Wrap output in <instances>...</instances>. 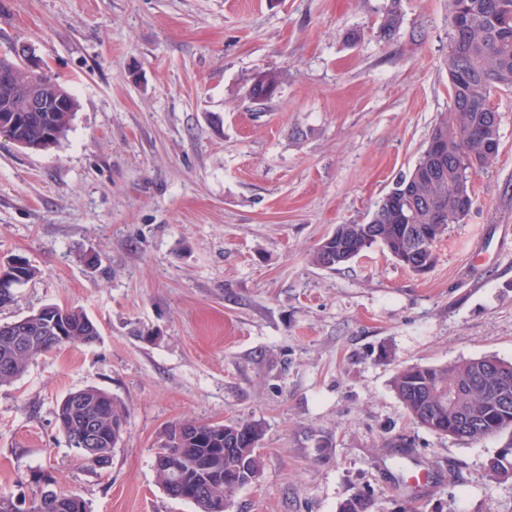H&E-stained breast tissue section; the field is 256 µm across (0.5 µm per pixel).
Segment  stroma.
I'll list each match as a JSON object with an SVG mask.
<instances>
[{
  "instance_id": "1",
  "label": "stroma",
  "mask_w": 512,
  "mask_h": 512,
  "mask_svg": "<svg viewBox=\"0 0 512 512\" xmlns=\"http://www.w3.org/2000/svg\"><path fill=\"white\" fill-rule=\"evenodd\" d=\"M0 0V55L31 45L79 107L55 147L0 138V263L37 276L0 323L85 312L96 343L35 356L0 385V492L36 475L87 512H196L153 469L182 420L259 423L262 470L228 512H512L478 442L416 424L392 381L413 364L512 360V90L496 159L426 273L375 245L335 271L310 252L365 223L448 109L446 0ZM276 94L249 98L254 77ZM96 387L127 431L91 472L58 404ZM398 2V0H391L381 17L379 36L384 41L391 40L401 25V14L398 8ZM280 83L281 77L278 73L274 71L268 72L251 84L249 94L253 99L266 100L273 94L275 95V91H277L276 89Z\"/></svg>"
}]
</instances>
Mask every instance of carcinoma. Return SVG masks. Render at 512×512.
<instances>
[{
    "instance_id": "carcinoma-1",
    "label": "carcinoma",
    "mask_w": 512,
    "mask_h": 512,
    "mask_svg": "<svg viewBox=\"0 0 512 512\" xmlns=\"http://www.w3.org/2000/svg\"><path fill=\"white\" fill-rule=\"evenodd\" d=\"M448 18L450 105L431 132L432 137L448 143V154L434 159L422 153L409 173L399 176L402 185L395 194L403 197L407 187L413 191L415 200V208L406 211V220H401L400 209L388 197H382L366 223L336 226L331 254L318 247L312 252L310 260L315 266L339 269L346 264L347 248L362 242L370 229L373 233L367 247L379 244L393 258L409 248L411 232L420 237L430 230L428 253L420 261L431 268L436 243L450 225L462 223L468 215L460 209L463 200L475 203L467 172L487 166L496 157L484 152V141H500V123L489 120V104L495 93L512 89V0H448ZM400 25L398 0H390L379 23L380 38L391 40ZM280 83L278 73L268 72L251 84L249 94L254 99L266 100ZM72 117L71 112H28L19 135L31 142L48 140L53 147L65 138ZM45 312L52 314V318L39 319L28 326L31 340L26 345L0 333V383L20 377L33 357L61 346L54 331L56 325L65 328L69 346H88L97 341L98 326L83 311L48 304ZM393 388L412 419L428 430L438 421L462 416L473 429L459 435L460 440L477 442L512 431V361L489 355L440 366L410 365L396 374ZM76 396L105 400L112 408L113 420L127 421L121 403L101 389L88 387L76 392ZM56 420L64 435L76 426L63 402L57 409ZM185 425L192 432L178 443L164 442L154 453L156 457L169 458L174 465L170 470H155L166 495L176 494L179 488L176 469L188 481H210L214 472L209 460L212 448L236 447L224 456V472L238 473L242 482L226 485L213 481L211 495L192 501L197 512H212V496L224 499L258 480L261 457L257 448L248 447L246 437H261L259 424H203L191 420ZM226 426L235 430L233 444L224 439ZM116 446L110 423L105 420L99 456L95 462L85 461L82 466L90 471L108 467ZM484 469L492 479L512 478V459L497 453L487 459ZM372 508L369 497L356 493L340 505L339 512H372ZM0 512H86V505L82 498H69L63 492L53 496L39 493L25 509L12 497L1 495Z\"/></svg>"
}]
</instances>
